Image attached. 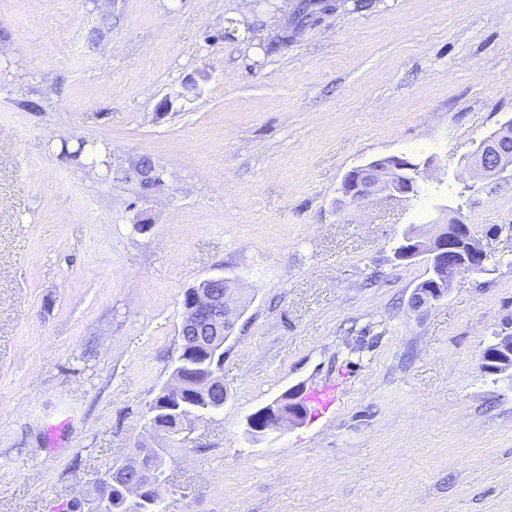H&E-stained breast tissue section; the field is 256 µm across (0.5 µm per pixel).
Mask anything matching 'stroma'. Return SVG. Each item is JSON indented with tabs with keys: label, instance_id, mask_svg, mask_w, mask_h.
Listing matches in <instances>:
<instances>
[{
	"label": "stroma",
	"instance_id": "stroma-1",
	"mask_svg": "<svg viewBox=\"0 0 512 512\" xmlns=\"http://www.w3.org/2000/svg\"><path fill=\"white\" fill-rule=\"evenodd\" d=\"M297 3L0 0V512H68L150 442L182 295L219 274L227 398L162 439L167 512H512V372L481 368L512 333V170L453 178L512 119V0ZM402 154L435 159L420 196L337 206ZM451 207L489 258L411 307L427 263L394 249ZM262 410L256 417L248 420L250 431L255 436H261L273 430L280 429L286 422H299L305 412L300 405V397L287 393L278 402Z\"/></svg>",
	"mask_w": 512,
	"mask_h": 512
}]
</instances>
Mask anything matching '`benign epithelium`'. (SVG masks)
<instances>
[{"instance_id":"obj_1","label":"benign epithelium","mask_w":512,"mask_h":512,"mask_svg":"<svg viewBox=\"0 0 512 512\" xmlns=\"http://www.w3.org/2000/svg\"><path fill=\"white\" fill-rule=\"evenodd\" d=\"M501 139L480 142L464 163L474 181L495 178L512 168V155L499 150ZM434 158L419 159L407 155H395L372 160L350 170L340 189L341 204L357 205L373 195L390 197H415L425 181ZM426 255L429 262V279L434 287L422 293L419 306H428L442 300L448 293L443 287L458 276L478 272L485 261V251L475 241L470 226L463 223L454 208H448V224L426 243V248H409L396 254L400 260H412ZM233 282L224 275H216L200 281L183 293V320L179 328L180 351L172 367L170 379L163 393L174 394L161 408L150 411L154 429L168 435L190 434L196 425L181 419L184 400L181 393L186 386V376L193 372L201 381V388L210 394L224 392V381L218 373L217 362L224 357V343L232 336L237 316L231 308ZM482 369L490 374L512 370V334L497 337V341L483 352ZM305 416L300 398L287 393L276 404L262 410L248 420L250 431L261 436L281 428L286 422H298ZM161 449L138 443L122 465L100 475L97 485L100 493L92 499L79 500L72 512H99L102 495L108 494L112 485L121 487L125 502L134 512H156L163 504L162 488L166 481L153 469L145 467L155 461Z\"/></svg>"}]
</instances>
